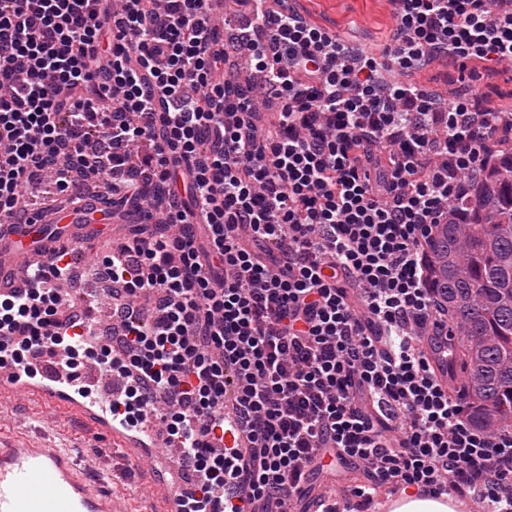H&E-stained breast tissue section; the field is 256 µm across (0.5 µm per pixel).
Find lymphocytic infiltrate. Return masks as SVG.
Here are the masks:
<instances>
[{
	"instance_id": "lymphocytic-infiltrate-1",
	"label": "lymphocytic infiltrate",
	"mask_w": 512,
	"mask_h": 512,
	"mask_svg": "<svg viewBox=\"0 0 512 512\" xmlns=\"http://www.w3.org/2000/svg\"><path fill=\"white\" fill-rule=\"evenodd\" d=\"M0 0V216L31 184L79 195L100 174L141 203L99 265L113 338L78 347L59 320L63 267L0 296V366L69 352L128 380L119 404L160 421L196 474L179 512H296L320 473L483 492L512 512V425L476 426L423 342L444 313L428 269L437 225L469 193L511 112L476 111L384 70L439 57L512 67V12L493 0H391L365 51L293 0ZM272 128H264L266 111ZM247 445L214 449L225 414Z\"/></svg>"
}]
</instances>
